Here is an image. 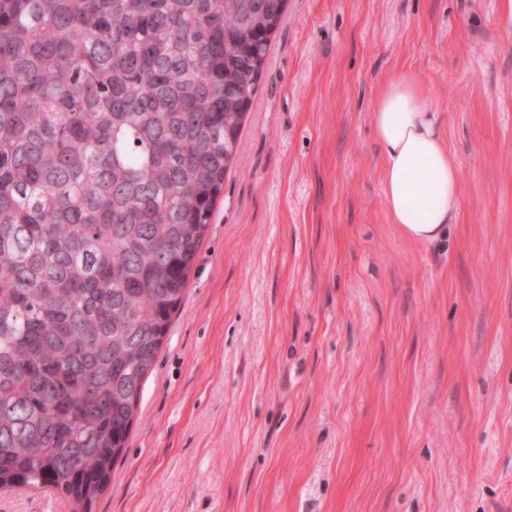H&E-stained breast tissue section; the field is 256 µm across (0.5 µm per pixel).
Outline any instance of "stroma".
<instances>
[{
  "label": "stroma",
  "instance_id": "obj_1",
  "mask_svg": "<svg viewBox=\"0 0 512 512\" xmlns=\"http://www.w3.org/2000/svg\"><path fill=\"white\" fill-rule=\"evenodd\" d=\"M404 71L458 167L435 243L384 203L372 106ZM90 512H512V0H287Z\"/></svg>",
  "mask_w": 512,
  "mask_h": 512
}]
</instances>
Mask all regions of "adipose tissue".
Returning <instances> with one entry per match:
<instances>
[{"instance_id":"obj_1","label":"adipose tissue","mask_w":512,"mask_h":512,"mask_svg":"<svg viewBox=\"0 0 512 512\" xmlns=\"http://www.w3.org/2000/svg\"><path fill=\"white\" fill-rule=\"evenodd\" d=\"M373 125L392 223L408 238L440 240L460 207V184L428 89L394 76L373 104Z\"/></svg>"}]
</instances>
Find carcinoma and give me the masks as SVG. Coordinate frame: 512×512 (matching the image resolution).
<instances>
[{
    "label": "carcinoma",
    "instance_id": "obj_1",
    "mask_svg": "<svg viewBox=\"0 0 512 512\" xmlns=\"http://www.w3.org/2000/svg\"><path fill=\"white\" fill-rule=\"evenodd\" d=\"M286 0H0V488L112 480Z\"/></svg>",
    "mask_w": 512,
    "mask_h": 512
}]
</instances>
